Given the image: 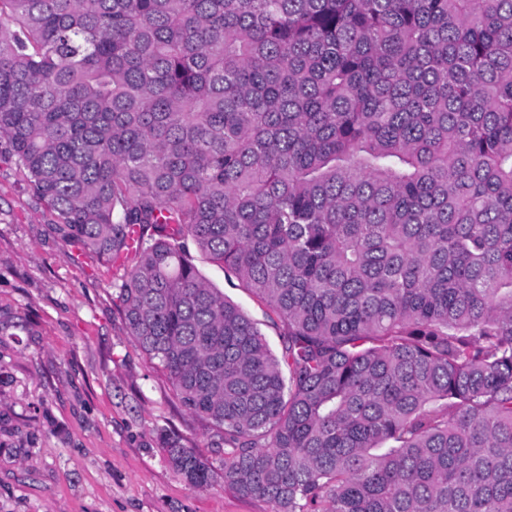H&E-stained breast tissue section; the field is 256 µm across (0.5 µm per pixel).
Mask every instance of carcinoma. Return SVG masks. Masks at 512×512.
Here are the masks:
<instances>
[{
	"mask_svg": "<svg viewBox=\"0 0 512 512\" xmlns=\"http://www.w3.org/2000/svg\"><path fill=\"white\" fill-rule=\"evenodd\" d=\"M1 142L224 434L190 486L512 512V0H0ZM191 255L203 277L214 287L224 292V297L239 306L251 319L259 323V327L265 334L271 349L278 355L281 350L279 330L276 318L269 312L259 299L246 289L242 288L234 277H228L219 264L213 263L202 256L189 243Z\"/></svg>",
	"mask_w": 512,
	"mask_h": 512,
	"instance_id": "obj_1",
	"label": "carcinoma"
}]
</instances>
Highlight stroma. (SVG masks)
Returning <instances> with one entry per match:
<instances>
[{
  "instance_id": "obj_1",
  "label": "stroma",
  "mask_w": 512,
  "mask_h": 512,
  "mask_svg": "<svg viewBox=\"0 0 512 512\" xmlns=\"http://www.w3.org/2000/svg\"><path fill=\"white\" fill-rule=\"evenodd\" d=\"M194 262L280 351L266 306L221 265ZM121 276L63 240L0 161V512H273L220 479L194 490L168 465L162 435L212 461L224 442L128 335L112 301Z\"/></svg>"
}]
</instances>
